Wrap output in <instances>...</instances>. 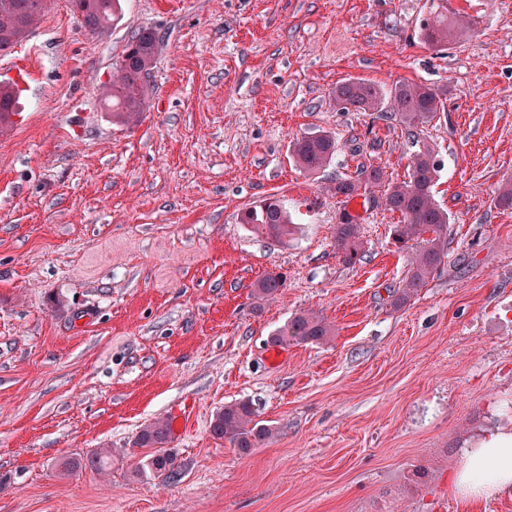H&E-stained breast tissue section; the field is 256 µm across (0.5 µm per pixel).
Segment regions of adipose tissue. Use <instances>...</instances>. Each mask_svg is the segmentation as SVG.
<instances>
[{
    "label": "adipose tissue",
    "mask_w": 512,
    "mask_h": 512,
    "mask_svg": "<svg viewBox=\"0 0 512 512\" xmlns=\"http://www.w3.org/2000/svg\"><path fill=\"white\" fill-rule=\"evenodd\" d=\"M452 487L466 502L512 490V433H490L476 447L466 449L452 476Z\"/></svg>",
    "instance_id": "obj_1"
}]
</instances>
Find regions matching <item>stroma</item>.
<instances>
[{
    "label": "stroma",
    "instance_id": "35a3bbf8",
    "mask_svg": "<svg viewBox=\"0 0 512 512\" xmlns=\"http://www.w3.org/2000/svg\"><path fill=\"white\" fill-rule=\"evenodd\" d=\"M467 17L434 48L423 19ZM143 29L161 37L140 122L103 107L115 61ZM348 77L389 90L446 87L420 139L440 163L448 255L404 305L400 214L361 226L346 265L332 238L336 175L416 150L375 112H339ZM19 110L0 128V512H512V491L458 499L449 476L485 433L512 432V0H120L89 32L49 0L0 54ZM340 150L313 175L291 140ZM291 231L240 221L269 195ZM286 275L276 300L254 283ZM336 334L266 357L294 314ZM250 400L275 438L247 456L213 438L225 404ZM189 419L168 450L180 479L135 478L134 440ZM112 451L106 473L58 461Z\"/></svg>",
    "mask_w": 512,
    "mask_h": 512
}]
</instances>
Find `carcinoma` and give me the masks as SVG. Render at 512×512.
<instances>
[{
    "instance_id": "obj_1",
    "label": "carcinoma",
    "mask_w": 512,
    "mask_h": 512,
    "mask_svg": "<svg viewBox=\"0 0 512 512\" xmlns=\"http://www.w3.org/2000/svg\"><path fill=\"white\" fill-rule=\"evenodd\" d=\"M48 0H0V53L12 48L25 38L39 22ZM73 9L82 17L85 27L96 31L108 27L115 17L119 0H71ZM471 30V22L460 19L449 24L438 18L425 19L421 34L425 43L440 46L453 35ZM158 36L150 30H141L131 38L125 52L115 63L116 74L108 93L112 111L128 122L137 120L144 111L147 79L159 51ZM448 88L425 83L403 82L382 92L374 84L359 78H350L336 85L331 99L341 112H379L404 127L411 138L416 130L432 122L446 111ZM16 111V93L0 88V119ZM339 149L333 134L322 131L302 136L291 142L289 153L295 164L309 174L326 168ZM439 165L432 149L422 144L412 156L406 179L394 181L380 166H364L356 177H336L329 190L345 208L339 211L333 237L336 251L348 265L363 258L361 224L363 215L351 214L346 205L361 199L362 209L378 206L398 212L403 221L392 228V239L398 249L409 254V269L400 293L398 305L406 303L423 287L447 256V232L450 223L448 211L436 204L433 188L438 180ZM495 204L512 209V178L503 180L497 189ZM243 223L253 224L278 237L288 234L292 224L288 211L280 199L269 197L246 211ZM285 287L280 274L269 273L255 286L259 301L275 299ZM334 335L333 327L314 312L293 316L271 336V343H320ZM210 432L216 439L227 441L239 454L249 455L265 446L273 436V429L258 419L249 400H239L217 410L210 421ZM171 428L167 420L157 418L145 424L134 441L143 449V461L135 475L150 473L163 483L179 480L180 470L174 456L166 449Z\"/></svg>"
}]
</instances>
